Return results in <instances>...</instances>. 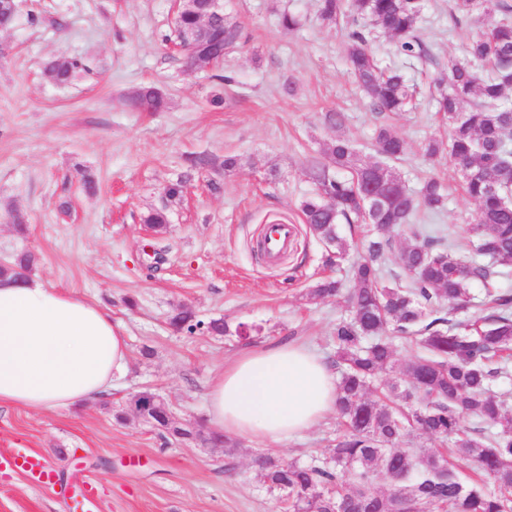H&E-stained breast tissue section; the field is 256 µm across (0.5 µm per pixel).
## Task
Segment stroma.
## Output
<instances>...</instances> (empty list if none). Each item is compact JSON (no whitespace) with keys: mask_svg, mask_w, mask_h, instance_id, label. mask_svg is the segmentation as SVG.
I'll list each match as a JSON object with an SVG mask.
<instances>
[{"mask_svg":"<svg viewBox=\"0 0 512 512\" xmlns=\"http://www.w3.org/2000/svg\"><path fill=\"white\" fill-rule=\"evenodd\" d=\"M455 0H424L419 34L437 59L421 67L385 33L369 46L382 65L410 83L442 78L449 57L481 30L456 13ZM10 27L0 29V264L24 251L48 285L73 290L109 308L128 341V373L110 397L67 409L0 406V454L39 455L56 473L36 483L0 467V512H76L91 485L96 512H283L262 486L254 460H321L344 429L331 412L312 429L277 446L237 440L220 448L164 441L133 419L121 421L130 393L149 390L173 412L205 424L210 380L240 352L269 343H298L333 360L332 331L348 306L341 297L308 299L321 278L344 277L325 266L326 248L307 234L299 210L314 190L309 175L323 149L341 134L363 161H375V130L388 124L404 142L394 166L419 190L431 177L445 187L441 211L418 208L412 224L442 229L461 255L470 250L474 212L447 156L426 161L429 140H447L446 119L429 95L407 112L379 114L345 58L348 30L365 19L322 23L319 0H224L243 31L240 46L216 66L187 69L178 49L171 0H17ZM299 26L286 31L282 14ZM85 68L70 84H53L46 64L59 56ZM154 86L157 112H137L125 95ZM340 114L341 126L326 116ZM196 153L235 154L239 168L191 171ZM181 198L164 188L180 177ZM91 178L95 192L82 180ZM163 208L164 232L142 216ZM22 224H14V216ZM267 224L294 227L287 261L268 266L252 250ZM191 308L202 326L173 331L171 317ZM224 320L227 336L206 323ZM245 326L249 335H236Z\"/></svg>","mask_w":512,"mask_h":512,"instance_id":"stroma-1","label":"stroma"}]
</instances>
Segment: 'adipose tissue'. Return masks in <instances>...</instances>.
I'll return each instance as SVG.
<instances>
[{"label": "adipose tissue", "mask_w": 512, "mask_h": 512, "mask_svg": "<svg viewBox=\"0 0 512 512\" xmlns=\"http://www.w3.org/2000/svg\"><path fill=\"white\" fill-rule=\"evenodd\" d=\"M129 349L109 309L48 286L36 273L0 276V404L63 409L111 394ZM332 367L307 347L280 343L242 352L209 383L212 433L278 444L336 407Z\"/></svg>", "instance_id": "adipose-tissue-1"}]
</instances>
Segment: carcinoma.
<instances>
[{
  "label": "carcinoma",
  "instance_id": "1",
  "mask_svg": "<svg viewBox=\"0 0 512 512\" xmlns=\"http://www.w3.org/2000/svg\"><path fill=\"white\" fill-rule=\"evenodd\" d=\"M466 14L503 18L466 47L473 60L490 66L492 76L479 79L460 62L448 69L449 83L438 89V112L448 119V141L431 140L425 155L441 152L461 173L465 195L475 204L467 233L477 252L502 268L512 267V6L503 0H457ZM422 0H321L320 18L335 22L351 11L388 34L398 51L410 59L433 61L417 34ZM194 11L175 23L180 36L197 35L217 59L224 42L239 45L238 23L224 17L201 34ZM346 55L360 85L378 113L401 112L416 93L404 75L380 65L362 30L347 35ZM84 69L81 61L62 56L51 62L47 75L65 85ZM471 103L464 109L465 103ZM128 105L140 112H156L164 105L159 91L139 88ZM376 153L382 161H362L346 138L327 144L325 161L310 167L315 185L300 210L310 232L327 248L325 263L334 266L347 254L346 240L337 232L341 222L369 227L363 254L350 271L352 287L327 278L308 292L311 300L344 295L350 317L336 323V368L341 378L336 408L346 429L319 463L299 465L261 457L263 486L279 499H288L290 512H512V418L505 400L492 386L507 373L512 356V293H488V314L474 321L457 317L477 283L488 284L499 271L475 261L466 263L445 243V236L413 228L400 247L398 264L407 285L381 279L384 256L401 227L424 206H443L440 183L429 178L419 194L406 189L387 161L399 158L403 140L389 125L377 128ZM372 172L385 185L404 190L395 201L368 200L362 178ZM33 265L24 253L0 274L18 275ZM176 330L193 332L200 323L189 310L170 320ZM409 337L420 349L406 364V388L401 405L366 397L372 383L394 363V341ZM474 418L494 429L486 434L467 429ZM426 435L449 443L451 458L420 448H399L405 436ZM390 480L380 493V477Z\"/></svg>",
  "mask_w": 512,
  "mask_h": 512
}]
</instances>
